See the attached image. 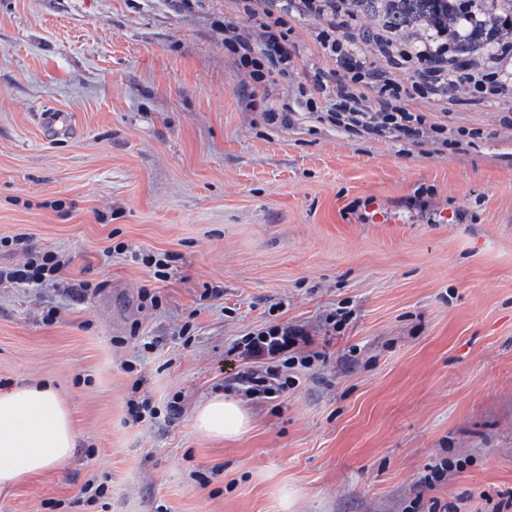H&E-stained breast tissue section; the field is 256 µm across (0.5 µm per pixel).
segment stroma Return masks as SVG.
<instances>
[{
    "label": "stroma",
    "mask_w": 512,
    "mask_h": 512,
    "mask_svg": "<svg viewBox=\"0 0 512 512\" xmlns=\"http://www.w3.org/2000/svg\"><path fill=\"white\" fill-rule=\"evenodd\" d=\"M226 23L254 25L239 0H0V237L70 260L57 284L0 286V390L50 383L78 435L0 512H512V95L408 100L481 131L457 150L271 126ZM325 25L290 16L270 107L336 70ZM48 109L72 136L45 137ZM135 251L169 254L170 277ZM267 323L320 359L246 400L240 439L199 438L189 410L228 394L235 340ZM147 395L185 416L134 422Z\"/></svg>",
    "instance_id": "1"
}]
</instances>
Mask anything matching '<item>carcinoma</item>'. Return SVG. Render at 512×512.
Here are the masks:
<instances>
[{"mask_svg":"<svg viewBox=\"0 0 512 512\" xmlns=\"http://www.w3.org/2000/svg\"><path fill=\"white\" fill-rule=\"evenodd\" d=\"M483 0H340L342 15L370 16L381 29L394 34L411 33L422 38L443 37L455 46L456 53L469 56L491 54L500 44L501 16L512 17V0H490L496 5L480 24L467 18L471 3Z\"/></svg>","mask_w":512,"mask_h":512,"instance_id":"cac0c4a2","label":"carcinoma"}]
</instances>
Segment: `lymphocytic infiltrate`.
Returning a JSON list of instances; mask_svg holds the SVG:
<instances>
[{"label": "lymphocytic infiltrate", "mask_w": 512, "mask_h": 512, "mask_svg": "<svg viewBox=\"0 0 512 512\" xmlns=\"http://www.w3.org/2000/svg\"><path fill=\"white\" fill-rule=\"evenodd\" d=\"M244 10L257 21L255 32H245L228 25L224 28V45L235 63L248 69L255 87H265L270 76L287 79L292 71V46L284 20L288 14H337L336 0H285L281 9L259 8L256 0H246ZM325 54L335 57L337 72L315 76L313 94H301L297 110L266 109L268 124L291 127L296 111H303L318 122H325L349 137H368L381 141H418L424 137L441 140L444 127L428 123L424 114L405 108L406 98L430 96L443 98L450 84H468L479 98L502 93L511 88L501 70L488 64H471L449 56L444 45H427L416 50L399 47L380 37L376 43L389 65L411 64L414 77L410 86L394 82L387 67H378L361 55L351 37H337L335 24H328L319 35ZM376 94L374 105H367L360 85ZM67 266L53 250L27 249L23 263L0 268V281L20 286L47 284L59 280ZM314 340L298 325L269 324L246 335L239 345L244 362L231 379L232 385L250 399L279 396L291 382L288 371L294 367L310 368L313 355L307 347Z\"/></svg>", "instance_id": "f902f5d3"}]
</instances>
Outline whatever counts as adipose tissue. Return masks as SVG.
I'll list each match as a JSON object with an SVG mask.
<instances>
[{"mask_svg": "<svg viewBox=\"0 0 512 512\" xmlns=\"http://www.w3.org/2000/svg\"><path fill=\"white\" fill-rule=\"evenodd\" d=\"M191 427L210 441H234L248 432L252 416L232 397L200 401ZM76 446L71 413L48 385L15 386L0 391V488L65 465Z\"/></svg>", "mask_w": 512, "mask_h": 512, "instance_id": "obj_1", "label": "adipose tissue"}]
</instances>
